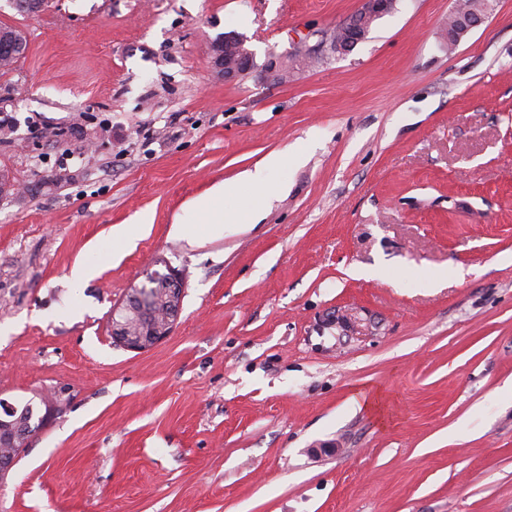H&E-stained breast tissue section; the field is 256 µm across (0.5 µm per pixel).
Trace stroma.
<instances>
[{"label": "stroma", "instance_id": "stroma-1", "mask_svg": "<svg viewBox=\"0 0 512 512\" xmlns=\"http://www.w3.org/2000/svg\"><path fill=\"white\" fill-rule=\"evenodd\" d=\"M457 3L396 0L337 55L360 0H0L28 41L0 74V398L67 390L0 512H512V0L451 50ZM273 154L257 224H195ZM169 267L171 335L124 349L113 308ZM224 36L212 40L209 44L208 54L212 69L225 80L247 74L253 68L252 52L239 35ZM228 43H236L237 47L231 46L227 50L225 44Z\"/></svg>", "mask_w": 512, "mask_h": 512}]
</instances>
